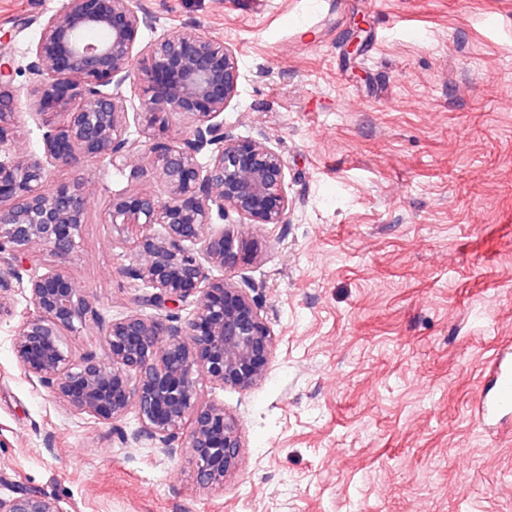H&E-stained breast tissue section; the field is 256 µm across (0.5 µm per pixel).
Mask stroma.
Here are the masks:
<instances>
[{
    "label": "stroma",
    "mask_w": 512,
    "mask_h": 512,
    "mask_svg": "<svg viewBox=\"0 0 512 512\" xmlns=\"http://www.w3.org/2000/svg\"><path fill=\"white\" fill-rule=\"evenodd\" d=\"M141 3L157 18L143 42L194 28L234 50L224 132L286 162L285 223L239 227L273 353L250 390L200 382L243 445L203 488L189 451L124 444L24 375L16 298L0 317V496L40 492L61 512H512V422L476 417L491 356L512 347V0ZM62 4L0 0V47L24 56ZM42 133L17 104L10 152H38ZM85 174L66 270L115 318L143 290L109 196L164 188Z\"/></svg>",
    "instance_id": "obj_1"
}]
</instances>
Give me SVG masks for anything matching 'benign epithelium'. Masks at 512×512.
Wrapping results in <instances>:
<instances>
[{
	"mask_svg": "<svg viewBox=\"0 0 512 512\" xmlns=\"http://www.w3.org/2000/svg\"><path fill=\"white\" fill-rule=\"evenodd\" d=\"M153 26L154 16L135 0H64L40 23L26 66L0 61V147L9 140L22 71L32 75L27 105L45 128L41 154L0 156V315L11 312L18 294L29 302L13 341L26 377L73 412L111 423L125 444L147 441L172 457L185 440L197 483L208 487L235 469L242 444L236 420L224 406L201 401L198 385L206 379L250 389L264 377L274 346L250 295L254 284L239 272L244 242L218 225L283 224L291 200L278 152L224 135L221 115L239 96L235 52L193 31L141 45ZM129 91L139 101L132 118ZM174 115L192 125L188 137L168 145L161 136ZM145 148L151 168L131 177L155 176L165 191L111 194L108 223L134 252L124 274L146 292L140 310L107 320L61 268L42 271L20 259L41 250L68 260L91 194L82 167L122 171ZM56 168L72 178L51 183ZM203 255L229 275H212ZM189 302L187 316L177 313ZM90 324L103 333L102 352L77 356L70 337ZM130 413L139 427L128 433L117 422ZM0 512L58 508L47 495L22 491L0 498Z\"/></svg>",
	"mask_w": 512,
	"mask_h": 512,
	"instance_id": "7a95c632",
	"label": "benign epithelium"
}]
</instances>
